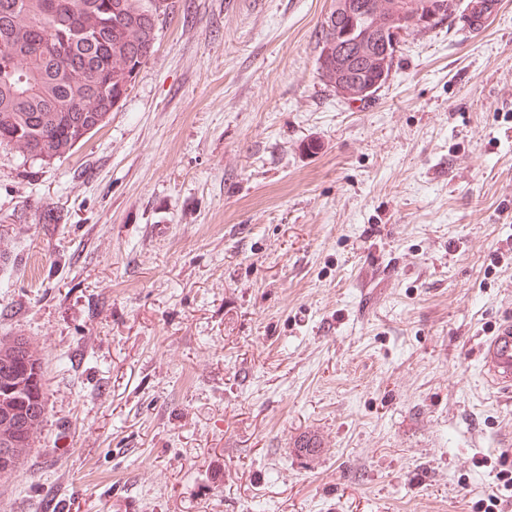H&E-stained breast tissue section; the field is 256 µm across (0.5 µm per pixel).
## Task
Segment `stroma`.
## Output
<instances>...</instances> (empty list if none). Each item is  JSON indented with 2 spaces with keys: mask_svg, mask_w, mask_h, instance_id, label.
<instances>
[{
  "mask_svg": "<svg viewBox=\"0 0 512 512\" xmlns=\"http://www.w3.org/2000/svg\"><path fill=\"white\" fill-rule=\"evenodd\" d=\"M333 0H168L103 126L0 146V340L47 414L0 512H512V0L322 85ZM317 455L299 456L303 441ZM478 365L492 388L512 393V318L499 323L480 342Z\"/></svg>",
  "mask_w": 512,
  "mask_h": 512,
  "instance_id": "stroma-1",
  "label": "stroma"
}]
</instances>
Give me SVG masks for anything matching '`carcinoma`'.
I'll use <instances>...</instances> for the list:
<instances>
[{
    "label": "carcinoma",
    "mask_w": 512,
    "mask_h": 512,
    "mask_svg": "<svg viewBox=\"0 0 512 512\" xmlns=\"http://www.w3.org/2000/svg\"><path fill=\"white\" fill-rule=\"evenodd\" d=\"M0 0V145L51 161L101 128L129 95L141 65L154 53L166 0ZM375 31L420 34L440 25L409 26L396 0H366ZM330 13L318 41V75L367 101L387 82L373 71L376 40L354 44L355 60L336 54L345 17ZM41 358L25 336L0 342V478L24 462L34 429L46 417Z\"/></svg>",
    "instance_id": "cac0c4a2"
}]
</instances>
